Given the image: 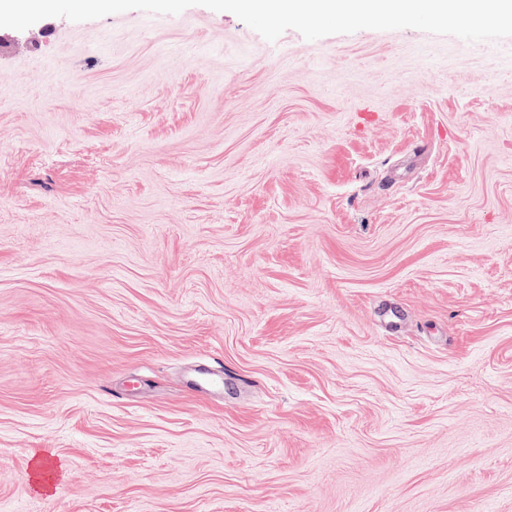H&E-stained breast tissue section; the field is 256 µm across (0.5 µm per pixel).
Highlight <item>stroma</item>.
<instances>
[{
  "label": "stroma",
  "instance_id": "stroma-1",
  "mask_svg": "<svg viewBox=\"0 0 512 512\" xmlns=\"http://www.w3.org/2000/svg\"><path fill=\"white\" fill-rule=\"evenodd\" d=\"M0 512H512V37L0 28ZM31 456L35 458V466L30 478L33 487L40 491H49L58 478V471H46L41 468L43 451H34Z\"/></svg>",
  "mask_w": 512,
  "mask_h": 512
}]
</instances>
